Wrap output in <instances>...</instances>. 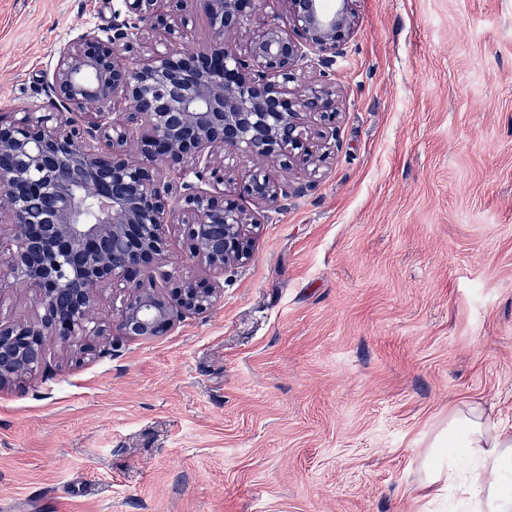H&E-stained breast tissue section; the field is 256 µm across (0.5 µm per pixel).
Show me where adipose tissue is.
I'll return each instance as SVG.
<instances>
[{"label": "adipose tissue", "mask_w": 512, "mask_h": 512, "mask_svg": "<svg viewBox=\"0 0 512 512\" xmlns=\"http://www.w3.org/2000/svg\"><path fill=\"white\" fill-rule=\"evenodd\" d=\"M448 485L469 512H512V429L473 401L448 413V432L427 451L424 488Z\"/></svg>", "instance_id": "obj_1"}]
</instances>
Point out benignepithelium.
Here are the masks:
<instances>
[{"mask_svg":"<svg viewBox=\"0 0 512 512\" xmlns=\"http://www.w3.org/2000/svg\"><path fill=\"white\" fill-rule=\"evenodd\" d=\"M184 2L123 0L112 32L86 30L59 49L58 111L0 117V292L21 279L36 302L31 318L0 322V389L38 368L49 341L82 355L97 336H163L179 315L211 309L224 271L251 259V229L334 153L333 65L355 35L358 0H191L211 34L195 51L183 48ZM228 157L270 161L288 178L236 176ZM173 225L213 279L169 282ZM117 283L121 310L104 323L98 292Z\"/></svg>","mask_w":512,"mask_h":512,"instance_id":"obj_1","label":"benign epithelium"}]
</instances>
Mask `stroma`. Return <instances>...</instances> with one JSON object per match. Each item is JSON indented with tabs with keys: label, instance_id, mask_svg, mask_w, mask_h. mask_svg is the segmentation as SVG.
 <instances>
[{
	"label": "stroma",
	"instance_id": "obj_1",
	"mask_svg": "<svg viewBox=\"0 0 512 512\" xmlns=\"http://www.w3.org/2000/svg\"><path fill=\"white\" fill-rule=\"evenodd\" d=\"M122 0H0V115ZM318 179L210 311L0 390V512H448L427 448L512 427V0H359Z\"/></svg>",
	"mask_w": 512,
	"mask_h": 512
}]
</instances>
